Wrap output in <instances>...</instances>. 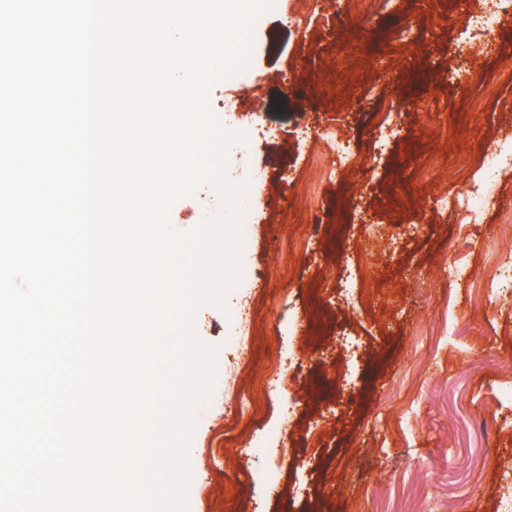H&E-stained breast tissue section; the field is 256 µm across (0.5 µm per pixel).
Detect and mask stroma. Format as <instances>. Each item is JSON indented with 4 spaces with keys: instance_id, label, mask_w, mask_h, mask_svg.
Returning <instances> with one entry per match:
<instances>
[{
    "instance_id": "1",
    "label": "stroma",
    "mask_w": 512,
    "mask_h": 512,
    "mask_svg": "<svg viewBox=\"0 0 512 512\" xmlns=\"http://www.w3.org/2000/svg\"><path fill=\"white\" fill-rule=\"evenodd\" d=\"M324 2L334 19L295 29L302 0H274L248 66L208 92L215 118L232 95L259 120L226 172L266 178L246 187L235 286L193 316L216 354L193 407L187 512H512V288L482 285L489 247H512V207L465 224L432 206L479 178L490 132L512 136L498 76L512 23L479 37L453 0H403L399 14L393 0ZM436 13L444 28L399 39ZM466 69L463 96L448 75ZM328 124L349 161L317 137ZM216 194L204 182L177 200L172 228L218 215ZM274 346L292 382L266 384L260 418L241 420L229 397L255 390Z\"/></svg>"
}]
</instances>
